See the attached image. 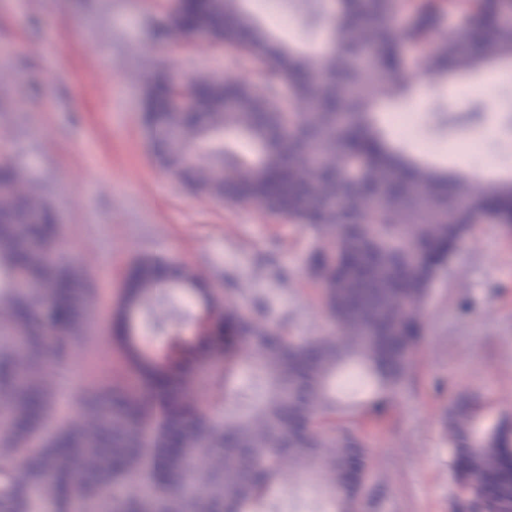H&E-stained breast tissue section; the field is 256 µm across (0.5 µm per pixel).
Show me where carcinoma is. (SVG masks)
<instances>
[{"label":"carcinoma","instance_id":"cac0c4a2","mask_svg":"<svg viewBox=\"0 0 512 512\" xmlns=\"http://www.w3.org/2000/svg\"><path fill=\"white\" fill-rule=\"evenodd\" d=\"M246 0H177L169 32L203 27L267 70L261 83L199 75L148 94L167 171L198 191L315 232L308 266L333 332L292 336L160 257L135 264L115 338L145 387L84 390V419L46 432L55 383L89 324L88 283L59 251L51 202L0 159V512H260L285 479L317 484L325 512H362L369 464L349 409L379 421L408 381L430 287L474 225L512 224V179L492 185L395 146L376 118L406 101V50L438 80L512 62V0H337L319 55L274 36ZM32 284L23 288L19 281ZM194 295L223 329L174 361L140 346L133 320L174 342ZM224 363V393L257 397L211 413L194 373ZM360 370L368 397L345 406L336 377ZM461 394L445 421L455 512L512 510V418L478 425Z\"/></svg>","mask_w":512,"mask_h":512}]
</instances>
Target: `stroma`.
Instances as JSON below:
<instances>
[{"label":"stroma","instance_id":"1","mask_svg":"<svg viewBox=\"0 0 512 512\" xmlns=\"http://www.w3.org/2000/svg\"><path fill=\"white\" fill-rule=\"evenodd\" d=\"M176 0H0V157L54 202L67 256L88 281L90 328L72 347L62 412L82 418L85 387L102 393L137 381L112 339L125 280L139 260L161 255L213 288L234 282L245 306L266 303L270 322L294 336L331 326L306 258L311 230L246 205L199 194L157 160L145 122L146 93L171 81L258 73L213 39L164 36ZM405 108L435 139L427 157L447 167L449 147L501 121L498 85L474 72L479 99L413 73ZM475 396L484 424L512 415V224H478L432 285L411 380L387 417L359 423L379 502L374 512H454L458 487L444 431L450 402ZM318 491L283 484L264 512H322Z\"/></svg>","mask_w":512,"mask_h":512}]
</instances>
